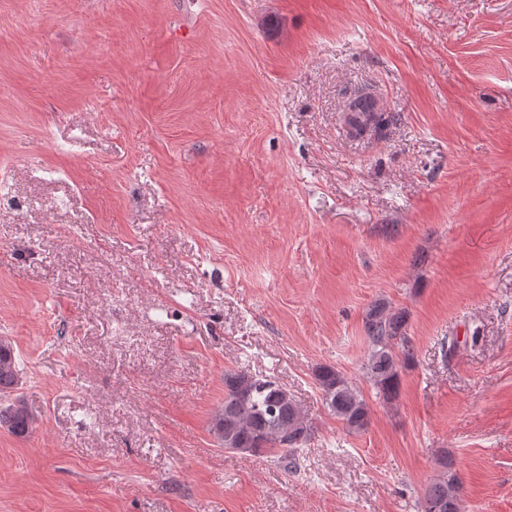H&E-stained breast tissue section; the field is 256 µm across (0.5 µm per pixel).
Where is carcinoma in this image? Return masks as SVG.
I'll return each instance as SVG.
<instances>
[{"mask_svg":"<svg viewBox=\"0 0 512 512\" xmlns=\"http://www.w3.org/2000/svg\"><path fill=\"white\" fill-rule=\"evenodd\" d=\"M366 97L351 100V128L360 132L369 123L378 128L388 125L393 116L363 109ZM369 353L364 363L366 378L385 401L395 398L400 388L401 368L414 361L415 353L406 336V313L393 311L382 300L370 305L365 314ZM20 363L7 339H0V394L13 391L20 380ZM316 380L330 411L353 431L365 429L370 408L350 381L333 368L321 366ZM34 418L21 401L0 408V428L23 435L32 428ZM209 431L216 442L242 455L279 453L284 466H296L297 453L308 438V425L301 408L288 389L268 378L243 370L224 372V404L212 414ZM444 472L428 485L420 504L421 512H461L460 484L443 458Z\"/></svg>","mask_w":512,"mask_h":512,"instance_id":"obj_1","label":"carcinoma"}]
</instances>
